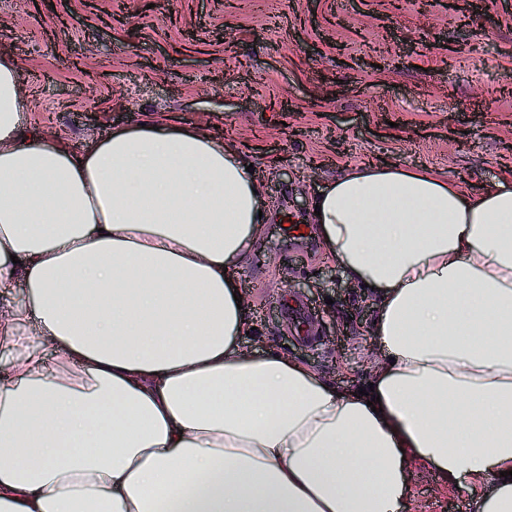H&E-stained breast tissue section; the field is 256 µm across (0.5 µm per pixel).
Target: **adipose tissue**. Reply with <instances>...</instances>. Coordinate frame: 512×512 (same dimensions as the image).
Instances as JSON below:
<instances>
[{"instance_id": "obj_1", "label": "adipose tissue", "mask_w": 512, "mask_h": 512, "mask_svg": "<svg viewBox=\"0 0 512 512\" xmlns=\"http://www.w3.org/2000/svg\"><path fill=\"white\" fill-rule=\"evenodd\" d=\"M0 58V512H409L411 461L512 512V181L372 164L315 199L326 250L375 298L379 411L282 354L246 353L234 270L258 175L157 119L75 153L20 135ZM51 344L47 364L40 343Z\"/></svg>"}]
</instances>
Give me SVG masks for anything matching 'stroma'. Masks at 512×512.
Listing matches in <instances>:
<instances>
[{"label":"stroma","mask_w":512,"mask_h":512,"mask_svg":"<svg viewBox=\"0 0 512 512\" xmlns=\"http://www.w3.org/2000/svg\"><path fill=\"white\" fill-rule=\"evenodd\" d=\"M464 2L477 22L448 0H0V55L20 64L24 129L73 151L163 116L245 148L268 218L238 274L242 346L361 387L380 353L373 297L328 285L336 260L288 225L368 162L449 173L469 194L512 180V0ZM408 499L471 512L420 462Z\"/></svg>","instance_id":"35a3bbf8"}]
</instances>
